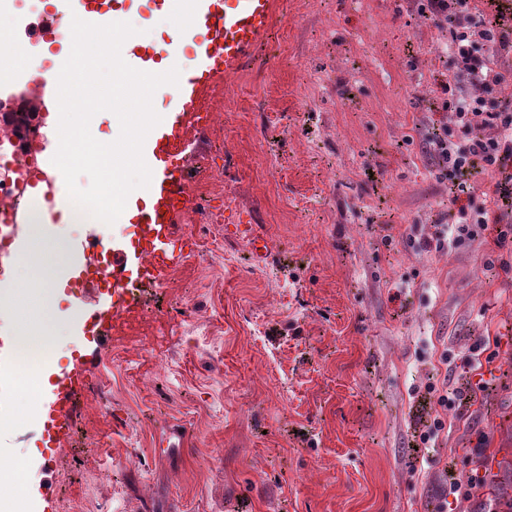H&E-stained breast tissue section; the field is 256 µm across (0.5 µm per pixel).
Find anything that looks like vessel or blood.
I'll use <instances>...</instances> for the list:
<instances>
[{
	"mask_svg": "<svg viewBox=\"0 0 512 512\" xmlns=\"http://www.w3.org/2000/svg\"><path fill=\"white\" fill-rule=\"evenodd\" d=\"M70 11L80 19L104 24L120 21L134 0H69ZM274 0H186L184 15L173 18V41H184L195 30L205 32L198 45L196 65L181 72L178 85L170 87L171 108L165 124L144 143L143 156L152 171V179L139 203L132 206L129 221L133 236L118 247L106 246L101 237L82 241L77 252L91 259L104 256L98 276L79 273L72 286L95 292L93 309L73 308L71 318L82 334L104 341L120 315L119 291L131 277L157 279L178 261L167 245L174 235L179 213L190 201L186 174L179 162L180 144L193 128L201 126L204 114L201 102L211 79L235 67L274 22ZM123 50L135 69L162 73L175 66L176 53L157 59L133 40H126ZM88 377L82 358H75L72 368L56 374L52 381L53 398L43 419L46 443L59 447L69 435L75 393L85 388Z\"/></svg>",
	"mask_w": 512,
	"mask_h": 512,
	"instance_id": "1",
	"label": "vessel or blood"
}]
</instances>
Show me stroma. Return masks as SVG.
<instances>
[{
	"mask_svg": "<svg viewBox=\"0 0 512 512\" xmlns=\"http://www.w3.org/2000/svg\"><path fill=\"white\" fill-rule=\"evenodd\" d=\"M421 2L278 0L269 33L214 80L215 131L183 157L193 182L223 166L221 221L196 229L204 261L145 293L163 321L110 334L88 364L92 379L111 370V409L77 393L69 441L45 447V397L19 399L23 373L0 369L7 414L24 418L0 424V457L23 461L7 482L31 512H435L480 432L479 459L496 466L456 512H507L512 251L491 230L449 253L410 242L448 209L423 146L449 35ZM125 20L144 48L167 49L172 20L152 0ZM70 264L44 249L0 274L29 292L0 311L1 351L21 325L59 329L43 380L88 345L50 281ZM480 336L501 358L423 464L416 433L438 410L420 388L457 387L441 355ZM180 426L186 445L168 446Z\"/></svg>",
	"mask_w": 512,
	"mask_h": 512,
	"instance_id": "35a3bbf8",
	"label": "stroma"
}]
</instances>
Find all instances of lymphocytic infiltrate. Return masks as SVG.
<instances>
[{"label": "lymphocytic infiltrate", "mask_w": 512, "mask_h": 512, "mask_svg": "<svg viewBox=\"0 0 512 512\" xmlns=\"http://www.w3.org/2000/svg\"><path fill=\"white\" fill-rule=\"evenodd\" d=\"M486 9L472 0H425L420 13L435 26L448 30V77L440 81L439 111L448 115L428 138L432 173L447 181L448 221L428 235L417 234L413 242L423 252L450 251L481 238L495 228V244L512 249V224L492 225L487 206H475L476 183L490 178L495 197L512 199V99L500 95L501 86L512 77L506 58L512 54V0H486ZM465 131L463 140L449 138V126ZM498 351L475 340L461 358L466 378L461 387L447 389L428 383L425 391L442 410L477 401L479 384L472 374L492 366Z\"/></svg>", "instance_id": "1"}]
</instances>
